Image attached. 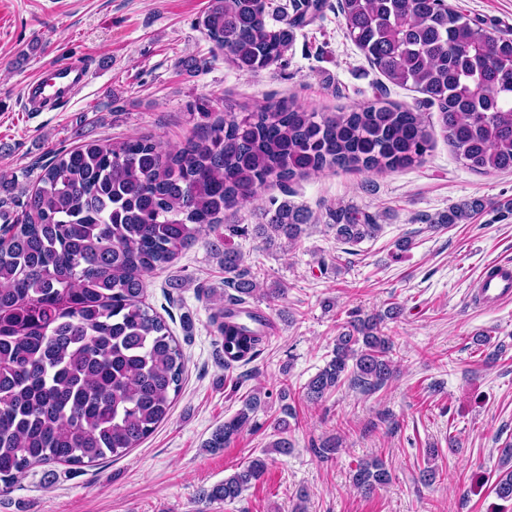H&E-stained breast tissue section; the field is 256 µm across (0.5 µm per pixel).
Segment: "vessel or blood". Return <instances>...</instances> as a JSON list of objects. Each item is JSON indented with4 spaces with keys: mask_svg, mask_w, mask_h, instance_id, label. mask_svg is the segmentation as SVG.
Listing matches in <instances>:
<instances>
[{
    "mask_svg": "<svg viewBox=\"0 0 512 512\" xmlns=\"http://www.w3.org/2000/svg\"><path fill=\"white\" fill-rule=\"evenodd\" d=\"M92 78L90 69L82 63L57 61L44 66L39 75L24 86L23 98L28 107L58 109L67 105L75 93L87 86ZM477 303L494 308L512 299V263L493 264L480 278L474 292Z\"/></svg>",
    "mask_w": 512,
    "mask_h": 512,
    "instance_id": "vessel-or-blood-1",
    "label": "vessel or blood"
}]
</instances>
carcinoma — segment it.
I'll list each match as a JSON object with an SVG mask.
<instances>
[{
  "mask_svg": "<svg viewBox=\"0 0 512 512\" xmlns=\"http://www.w3.org/2000/svg\"><path fill=\"white\" fill-rule=\"evenodd\" d=\"M294 0L285 26L268 22L270 0H208L203 28L237 70L256 73L281 60L293 29L322 9ZM348 37L392 84L425 95L448 144L479 173L512 171V37L493 35L444 0H341ZM432 137L420 113L384 102L350 111L316 112L294 101L250 112H224L175 149L150 136L84 141L41 166L24 200L0 197V494L40 464L89 466L127 454L168 415L182 388L185 357L166 320L144 303L146 277L195 245L204 228L224 242V282L210 291V323L222 338L224 368L252 362L272 325L242 308L260 284L242 272L243 257L217 233L224 211L325 170L394 171L421 162ZM485 207L466 200L429 219L468 221ZM254 234L266 247L293 244L307 213L288 201L265 210ZM344 244L374 238L375 218L350 206L329 225ZM400 307L354 312L336 336L332 357L303 387L321 402L344 383L368 391L393 376L385 319ZM288 384L275 419L279 455L291 453L293 408ZM266 404L256 391L204 447L224 448ZM494 491L512 500V445L503 449ZM256 456L204 489L205 501L233 502L267 471ZM379 459L359 462L354 486L364 494L389 483Z\"/></svg>",
  "mask_w": 512,
  "mask_h": 512,
  "instance_id": "1",
  "label": "carcinoma"
}]
</instances>
